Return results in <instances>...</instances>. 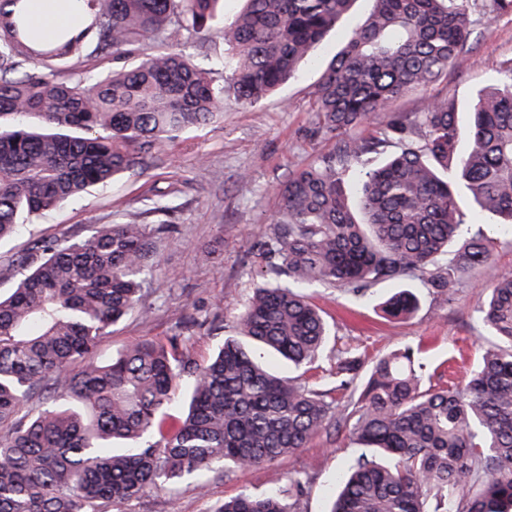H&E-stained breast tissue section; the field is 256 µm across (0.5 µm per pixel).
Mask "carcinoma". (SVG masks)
<instances>
[{"mask_svg": "<svg viewBox=\"0 0 512 512\" xmlns=\"http://www.w3.org/2000/svg\"><path fill=\"white\" fill-rule=\"evenodd\" d=\"M82 0L77 26L41 35L29 0H0V240L23 217L140 168L178 133L217 120L224 95L254 106L294 75L354 0ZM322 73L313 136L387 113L383 129L347 137L288 173L265 243L270 278L241 308L233 337L197 362L174 338L94 356L141 294L155 240L137 216L17 261L0 295V512H112L215 467L274 466L328 426L357 445L327 512H512V276L493 273L495 237L512 235V68L480 90L470 123L446 99L417 119L398 97L447 77L472 52L473 14H512V0H373ZM224 39L229 85L178 48L208 54ZM160 43L164 51L150 45ZM112 68L79 74L91 56ZM469 146L459 153L462 135ZM399 150L366 167L390 144ZM359 167V212L345 176ZM486 214L497 223L471 232ZM423 278L441 305L464 278L485 282L477 310L492 340L461 384L434 385L422 348L370 366L357 347L329 358L313 386L271 371L259 351L315 367L329 337L304 289L358 298L380 283ZM417 294L381 303L408 319ZM186 385L176 432L165 418ZM35 396L45 400L28 408ZM307 471L288 495L241 492L217 512H305Z\"/></svg>", "mask_w": 512, "mask_h": 512, "instance_id": "carcinoma-1", "label": "carcinoma"}]
</instances>
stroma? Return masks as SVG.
<instances>
[{
  "label": "stroma",
  "mask_w": 512,
  "mask_h": 512,
  "mask_svg": "<svg viewBox=\"0 0 512 512\" xmlns=\"http://www.w3.org/2000/svg\"><path fill=\"white\" fill-rule=\"evenodd\" d=\"M371 7V0H356L294 77L260 104L225 97L220 121L166 142L141 169L23 221L12 238L0 242V293L14 288L16 260L34 244L85 238L97 225L121 224L147 209L148 227L163 226L164 233L143 275L136 308L111 327L96 355L104 360L133 342L166 343L185 336L195 360L207 361L225 337L237 335L241 305L266 281L267 261L259 246L279 208L277 187L290 170L336 146V138L309 134L316 121L311 90ZM472 40L462 67L449 68L447 78L396 99L393 110L411 118L426 100L446 98L457 105L460 120H467L477 91L512 66V16L479 18ZM402 285L419 298L418 311L404 321L387 318L379 307L393 284L374 286L366 301L326 285L309 288L310 301L324 311L330 327L326 353L355 345L371 362L397 347L419 344L433 378L443 375L452 356L458 359L457 377L468 376L479 362L480 345L489 339L476 317L484 297L480 282L463 281L444 306L423 281L407 277ZM352 455L345 434L329 427L277 466L196 474L125 502L119 512H217L225 499L243 491L265 492L302 469L312 475L305 512H325L336 476Z\"/></svg>",
  "instance_id": "obj_1"
}]
</instances>
